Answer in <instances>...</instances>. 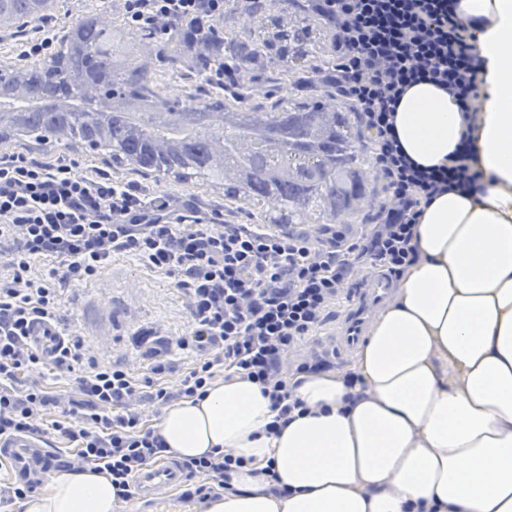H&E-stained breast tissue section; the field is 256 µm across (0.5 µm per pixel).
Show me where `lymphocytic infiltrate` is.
<instances>
[{"mask_svg": "<svg viewBox=\"0 0 512 512\" xmlns=\"http://www.w3.org/2000/svg\"><path fill=\"white\" fill-rule=\"evenodd\" d=\"M313 12L335 31L336 54L314 66L304 85L327 83L354 112L358 131L380 172L377 221L355 237L311 235L266 224H210L168 195H147L135 182L91 171L61 155L33 162L0 156V439L51 428L71 443L70 469L94 466L111 475L118 499L132 497L133 479L159 460L165 445L144 428V406L204 397L224 373L260 386L275 411V428L305 413L284 374L283 359L321 327L344 295L353 261L373 260L401 273L416 257L414 229L424 208L451 187L472 188V147L462 143L448 164L415 167L398 142L394 112L407 86L430 81L464 112L477 109L481 59L474 42L479 19L461 23L458 0H312ZM225 0H123V20L161 41L179 37L192 52L218 45ZM133 257L173 278L191 318L189 336L155 339L151 375L139 380L119 366L84 362L79 336L59 339L51 353L32 342L37 321L57 323L61 290L96 278L113 257ZM50 260L47 273L33 272ZM190 353L182 386L161 377L172 349ZM46 369L72 384L68 393L22 386ZM242 458L227 451L182 460L187 477L206 483L185 490L206 501L229 488Z\"/></svg>", "mask_w": 512, "mask_h": 512, "instance_id": "obj_1", "label": "lymphocytic infiltrate"}]
</instances>
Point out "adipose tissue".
I'll return each instance as SVG.
<instances>
[{"label":"adipose tissue","mask_w":512,"mask_h":512,"mask_svg":"<svg viewBox=\"0 0 512 512\" xmlns=\"http://www.w3.org/2000/svg\"><path fill=\"white\" fill-rule=\"evenodd\" d=\"M484 18L481 112L447 91L409 87L395 113L416 164L447 162L462 137L482 174L469 192L433 199L415 227L418 259L368 327L347 387L341 372L290 385L307 414L280 433L271 403L232 375L156 423L171 455L229 450L245 464L206 512H512V0H460ZM279 487L269 493L265 467ZM112 478L57 471L23 512H114Z\"/></svg>","instance_id":"ef3b65f1"}]
</instances>
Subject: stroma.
Here are the masks:
<instances>
[{
  "label": "stroma",
  "instance_id": "obj_1",
  "mask_svg": "<svg viewBox=\"0 0 512 512\" xmlns=\"http://www.w3.org/2000/svg\"><path fill=\"white\" fill-rule=\"evenodd\" d=\"M103 13L111 15L113 29L125 34L124 67L131 71L142 60H149L148 73L157 78L160 91L166 97L180 100L183 108H194L204 99L217 96L226 111L235 112L244 107H270L280 102L290 106L307 98L321 103L330 100L334 93L333 88L324 84L307 89L300 85L303 73L332 53L333 32L318 18L310 20L317 41L309 56L293 68L282 66L274 46H258L257 58L240 60L238 78L242 99L237 102L228 91L218 90L200 77L199 57L184 51L178 58H170V46L140 39L137 30L125 27L121 0H58L47 17L51 30L60 36L72 31L84 18ZM1 153H21L38 161H49L65 153L87 160L112 177L138 182L147 194L162 192L178 197L216 221L239 224L260 221L248 200L225 197L222 186H211L198 178L179 182L170 175H146L136 171L132 164L108 161L107 150H94L83 143L74 145L66 140L50 139L40 145L28 138H11L0 142ZM60 315V329L81 337L86 359L102 366L125 367L138 378L147 376L149 366L140 336L155 331L176 339L188 335L191 327L185 299L171 279L144 269L126 256L114 258L92 282L66 287ZM183 491V486L179 485L153 500L137 496L120 500L115 512H204V503L185 499Z\"/></svg>",
  "mask_w": 512,
  "mask_h": 512
}]
</instances>
